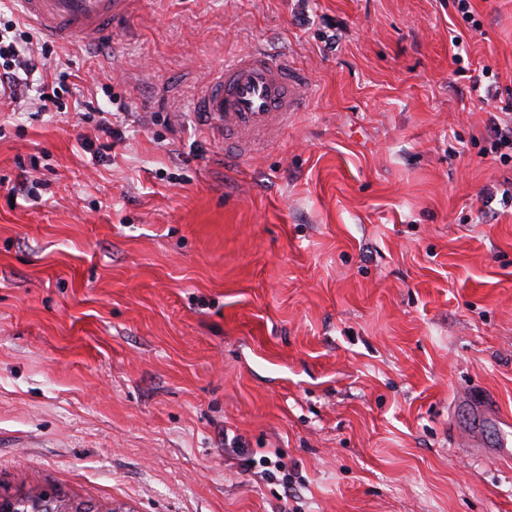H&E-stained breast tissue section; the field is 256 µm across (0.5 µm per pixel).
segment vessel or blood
<instances>
[{
    "label": "vessel or blood",
    "mask_w": 512,
    "mask_h": 512,
    "mask_svg": "<svg viewBox=\"0 0 512 512\" xmlns=\"http://www.w3.org/2000/svg\"><path fill=\"white\" fill-rule=\"evenodd\" d=\"M26 16L48 38L90 45L123 27L134 0H20ZM306 77L287 57L258 49L214 71L196 104L200 127L242 158L255 144L278 135L299 111Z\"/></svg>",
    "instance_id": "obj_1"
}]
</instances>
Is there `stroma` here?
<instances>
[{
	"label": "stroma",
	"instance_id": "stroma-1",
	"mask_svg": "<svg viewBox=\"0 0 512 512\" xmlns=\"http://www.w3.org/2000/svg\"><path fill=\"white\" fill-rule=\"evenodd\" d=\"M469 3L135 0L99 47L54 42L63 112H0V493L512 512V208L482 206L512 178L485 139L512 114V0ZM260 45L309 84L228 166L192 106ZM88 99L124 144L81 148Z\"/></svg>",
	"mask_w": 512,
	"mask_h": 512
}]
</instances>
